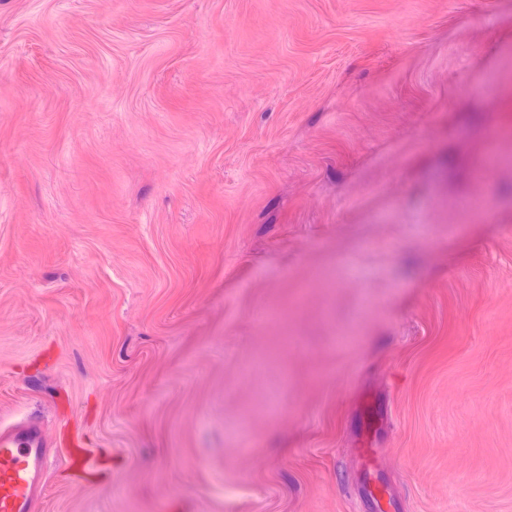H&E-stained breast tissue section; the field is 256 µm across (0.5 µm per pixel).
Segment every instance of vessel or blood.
I'll return each instance as SVG.
<instances>
[{
    "mask_svg": "<svg viewBox=\"0 0 512 512\" xmlns=\"http://www.w3.org/2000/svg\"><path fill=\"white\" fill-rule=\"evenodd\" d=\"M63 448L72 475L89 472V451L74 433L63 436ZM51 442L37 420H19L0 425V512H34V505L46 489L47 455ZM372 451H358L361 464L355 493L363 512H398L400 502L385 491L368 459Z\"/></svg>",
    "mask_w": 512,
    "mask_h": 512,
    "instance_id": "1",
    "label": "vessel or blood"
}]
</instances>
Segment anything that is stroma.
Masks as SVG:
<instances>
[{"label": "stroma", "instance_id": "stroma-1", "mask_svg": "<svg viewBox=\"0 0 512 512\" xmlns=\"http://www.w3.org/2000/svg\"><path fill=\"white\" fill-rule=\"evenodd\" d=\"M501 126L512 0H0V422L108 456L39 512H360L368 397L512 512Z\"/></svg>", "mask_w": 512, "mask_h": 512}]
</instances>
